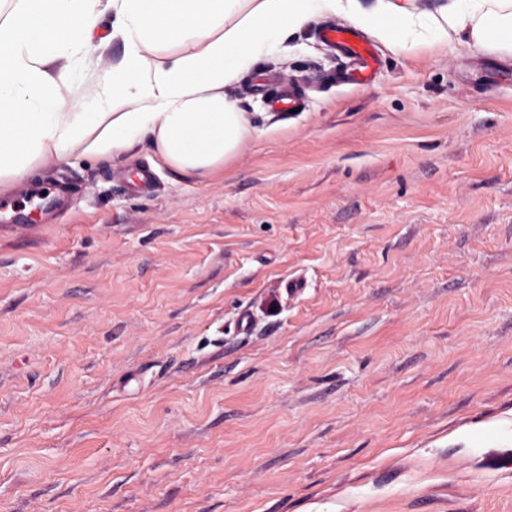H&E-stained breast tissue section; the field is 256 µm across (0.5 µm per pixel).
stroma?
<instances>
[{
    "mask_svg": "<svg viewBox=\"0 0 512 512\" xmlns=\"http://www.w3.org/2000/svg\"><path fill=\"white\" fill-rule=\"evenodd\" d=\"M319 28L227 87L220 174L139 145L0 190V512H512V59L381 43L339 85Z\"/></svg>",
    "mask_w": 512,
    "mask_h": 512,
    "instance_id": "stroma-1",
    "label": "stroma"
}]
</instances>
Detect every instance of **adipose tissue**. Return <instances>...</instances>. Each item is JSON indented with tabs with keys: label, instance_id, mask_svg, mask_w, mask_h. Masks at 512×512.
I'll list each match as a JSON object with an SVG mask.
<instances>
[{
	"label": "adipose tissue",
	"instance_id": "ef3b65f1",
	"mask_svg": "<svg viewBox=\"0 0 512 512\" xmlns=\"http://www.w3.org/2000/svg\"><path fill=\"white\" fill-rule=\"evenodd\" d=\"M108 10L127 51L97 111L80 112L62 94L66 53ZM336 16L400 50L435 42L512 56V0H18L0 24V186L49 151L117 157L140 141L176 170L224 169L253 132L226 86L314 18ZM174 40L190 52L156 62L155 45Z\"/></svg>",
	"mask_w": 512,
	"mask_h": 512
}]
</instances>
